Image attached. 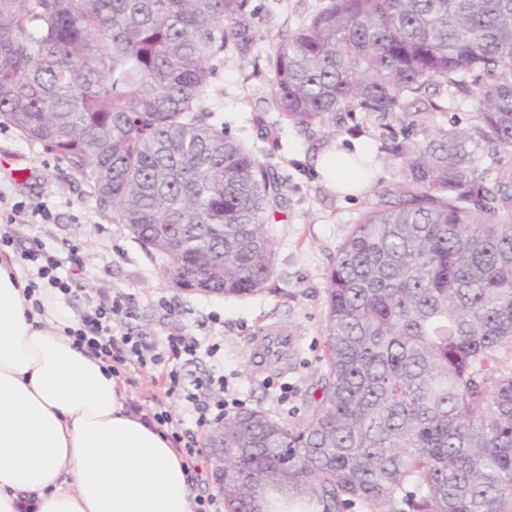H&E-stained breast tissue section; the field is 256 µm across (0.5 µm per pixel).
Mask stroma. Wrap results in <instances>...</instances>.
<instances>
[{
    "mask_svg": "<svg viewBox=\"0 0 512 512\" xmlns=\"http://www.w3.org/2000/svg\"><path fill=\"white\" fill-rule=\"evenodd\" d=\"M324 2L251 0L263 38L249 54L225 53L212 79L225 132L252 148L282 185L276 211L266 216L274 240V272L254 295L225 298L176 288L162 274L161 257L113 222L111 209L99 204L66 160L13 128L0 127V213L17 203L49 212L48 220L38 225H14V245L6 258L18 260L39 241L62 255L80 246L83 266L75 275L79 290L59 298L71 319H78L89 302L105 293L120 297L132 310L122 321L123 331L147 336L159 346L170 336L194 338V353L181 359L144 365L129 360L115 363L114 370L129 404L148 415L167 410L182 433L197 434L202 441L207 435L198 432L194 414L181 397L153 402L160 375L175 370L189 382L223 377L225 398L240 399L243 406L263 410L288 426L301 424L320 395L318 384L327 370L326 272L352 224L376 206L383 187L400 180L393 143L475 124L471 101L461 97L449 102L447 111L426 118L359 110L306 129L286 122L274 100L266 59L308 24ZM353 143L368 147L378 167L366 192L345 197L316 178L313 161L332 146ZM268 325L297 338L287 371L252 362L253 338Z\"/></svg>",
    "mask_w": 512,
    "mask_h": 512,
    "instance_id": "35a3bbf8",
    "label": "stroma"
}]
</instances>
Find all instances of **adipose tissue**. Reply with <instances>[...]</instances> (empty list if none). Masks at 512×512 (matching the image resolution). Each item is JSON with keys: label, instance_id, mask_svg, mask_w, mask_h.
<instances>
[{"label": "adipose tissue", "instance_id": "ef3b65f1", "mask_svg": "<svg viewBox=\"0 0 512 512\" xmlns=\"http://www.w3.org/2000/svg\"><path fill=\"white\" fill-rule=\"evenodd\" d=\"M365 146L320 154L314 170L344 196L371 182ZM0 261V512H194L188 465L130 410L116 376L73 345L54 291L26 297Z\"/></svg>", "mask_w": 512, "mask_h": 512}]
</instances>
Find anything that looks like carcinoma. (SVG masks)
<instances>
[{"label":"carcinoma","instance_id":"cac0c4a2","mask_svg":"<svg viewBox=\"0 0 512 512\" xmlns=\"http://www.w3.org/2000/svg\"><path fill=\"white\" fill-rule=\"evenodd\" d=\"M259 39L250 0H0V126L67 159L176 287L250 296L281 186L209 91L224 50ZM268 67L295 125L458 95L476 125L402 148L339 245L304 423L224 417L226 512H512V0H326Z\"/></svg>","mask_w":512,"mask_h":512}]
</instances>
